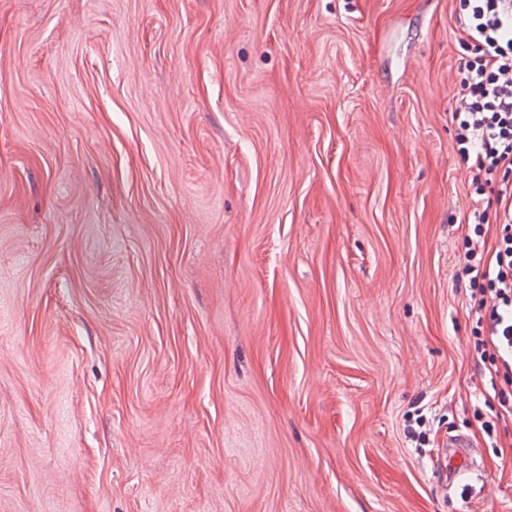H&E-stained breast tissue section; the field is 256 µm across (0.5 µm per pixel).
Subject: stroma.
<instances>
[{"label": "stroma", "mask_w": 512, "mask_h": 512, "mask_svg": "<svg viewBox=\"0 0 512 512\" xmlns=\"http://www.w3.org/2000/svg\"><path fill=\"white\" fill-rule=\"evenodd\" d=\"M459 4L0 0V512H512ZM448 448V473L458 475L476 468L470 444L464 437H448Z\"/></svg>", "instance_id": "35a3bbf8"}]
</instances>
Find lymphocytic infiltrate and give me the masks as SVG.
I'll use <instances>...</instances> for the list:
<instances>
[{"label":"lymphocytic infiltrate","mask_w":512,"mask_h":512,"mask_svg":"<svg viewBox=\"0 0 512 512\" xmlns=\"http://www.w3.org/2000/svg\"><path fill=\"white\" fill-rule=\"evenodd\" d=\"M457 21L469 48L453 82L450 122L457 154L477 191H491L497 236L484 248L485 212L469 225L464 271L468 308L476 318L469 340L476 365L493 380L498 416L512 417V0H464Z\"/></svg>","instance_id":"1"}]
</instances>
